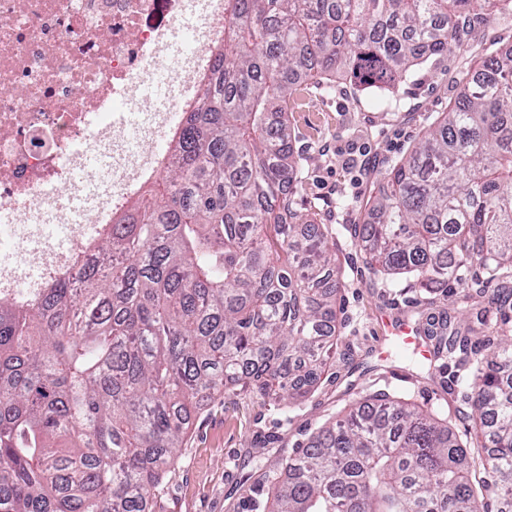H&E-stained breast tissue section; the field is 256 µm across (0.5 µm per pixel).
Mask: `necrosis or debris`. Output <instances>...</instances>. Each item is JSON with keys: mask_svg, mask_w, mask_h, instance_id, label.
Here are the masks:
<instances>
[{"mask_svg": "<svg viewBox=\"0 0 512 512\" xmlns=\"http://www.w3.org/2000/svg\"><path fill=\"white\" fill-rule=\"evenodd\" d=\"M191 60L168 35L187 18ZM224 0H0V296L68 276L168 162L155 133L180 126L224 41ZM79 190L80 211L60 198Z\"/></svg>", "mask_w": 512, "mask_h": 512, "instance_id": "obj_1", "label": "necrosis or debris"}]
</instances>
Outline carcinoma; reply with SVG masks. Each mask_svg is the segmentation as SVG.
<instances>
[{
    "instance_id": "cac0c4a2",
    "label": "carcinoma",
    "mask_w": 512,
    "mask_h": 512,
    "mask_svg": "<svg viewBox=\"0 0 512 512\" xmlns=\"http://www.w3.org/2000/svg\"><path fill=\"white\" fill-rule=\"evenodd\" d=\"M224 44L167 175L34 304L0 298V512H155L191 407L299 400L336 357V233L294 223L307 84L392 94L512 0H225ZM352 225L370 268L500 322L415 323L467 371L483 477L430 409L369 396L278 461L263 512H512V46L484 49ZM493 288L461 290L462 270Z\"/></svg>"
}]
</instances>
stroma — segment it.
Instances as JSON below:
<instances>
[{"label":"stroma","mask_w":512,"mask_h":512,"mask_svg":"<svg viewBox=\"0 0 512 512\" xmlns=\"http://www.w3.org/2000/svg\"><path fill=\"white\" fill-rule=\"evenodd\" d=\"M510 44L512 21L487 15L476 22L471 39L438 66L416 67L391 100L355 96L349 84L338 82L329 89L309 86L291 109L293 146L302 166L291 197L297 221L311 219L337 232L343 286L336 300V361L326 381L292 406L241 389L200 402L159 488L157 512H238L244 480L275 466L274 460L259 459L260 449L288 455L329 418L376 392L436 410L448 417L458 439L467 440L471 421L443 392L439 373L380 326L385 317L406 318L419 289L405 279L383 284L348 227L360 223L368 195L386 191L391 161L406 157L424 128L447 110L484 48ZM350 156L356 167H345Z\"/></svg>","instance_id":"stroma-1"}]
</instances>
